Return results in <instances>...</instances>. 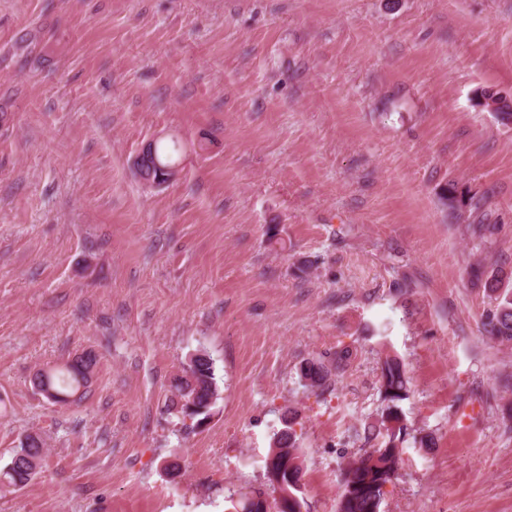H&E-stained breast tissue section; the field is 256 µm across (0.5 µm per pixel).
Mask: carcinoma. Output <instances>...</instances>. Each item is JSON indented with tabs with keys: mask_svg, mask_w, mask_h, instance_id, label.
<instances>
[{
	"mask_svg": "<svg viewBox=\"0 0 512 512\" xmlns=\"http://www.w3.org/2000/svg\"><path fill=\"white\" fill-rule=\"evenodd\" d=\"M512 281L500 274L488 277L486 287L496 294L497 304L488 310L482 322L486 335L500 343H512ZM350 354L347 351L336 353V359L330 364L322 360H311L300 367V376L306 386L312 389H325L331 370L342 372L348 365ZM198 376L195 384L177 376L172 388L179 413L192 419L196 414L186 412L185 401L194 393H199V404H204L210 394L218 392L213 362L204 355L195 359ZM97 363L96 355L86 352L63 368L51 367L37 372L35 387L54 403L66 404L69 398L88 382L87 373ZM380 388L383 398L388 402L380 419L368 427V438L377 441V446L364 451L348 462L341 478V494L338 512H381L383 489L397 473L402 461V449L399 444L405 441L407 425L399 409V403L408 398L411 378L402 361L388 355L380 367ZM297 415L291 414L285 419V428L274 438L271 452L286 456L293 461L288 479L297 482L303 479V463L297 445L293 425ZM32 443H20L14 450L10 463L0 470V489H20L27 485L33 475L27 473L28 458L43 460L44 442L41 436L29 434Z\"/></svg>",
	"mask_w": 512,
	"mask_h": 512,
	"instance_id": "1",
	"label": "carcinoma"
}]
</instances>
